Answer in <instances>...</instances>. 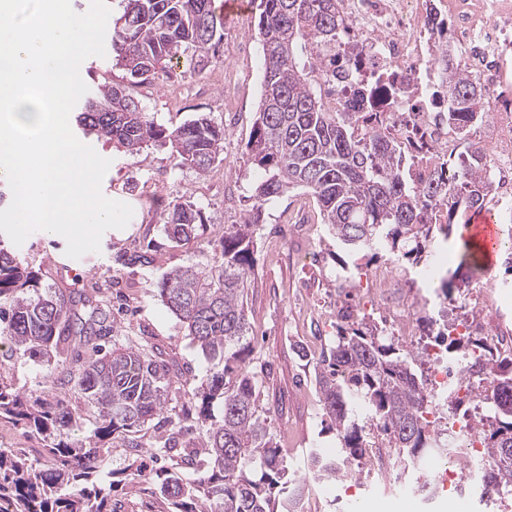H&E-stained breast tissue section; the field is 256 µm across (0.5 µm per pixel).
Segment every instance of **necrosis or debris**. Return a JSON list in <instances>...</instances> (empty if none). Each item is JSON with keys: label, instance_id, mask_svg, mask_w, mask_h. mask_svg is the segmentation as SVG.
Instances as JSON below:
<instances>
[{"label": "necrosis or debris", "instance_id": "1", "mask_svg": "<svg viewBox=\"0 0 512 512\" xmlns=\"http://www.w3.org/2000/svg\"><path fill=\"white\" fill-rule=\"evenodd\" d=\"M343 29L350 39L342 49L356 62L353 70H327L321 77L328 107L346 111L357 85L374 82L370 104L383 132L401 141L412 161L410 174L421 181L449 157L457 139L439 114L445 103L438 49L447 46L452 66L467 71L483 89L492 119L483 132L492 165L490 175L498 194L494 200L500 223L512 222V107L499 106L501 89L512 71V0H343ZM437 267L414 271L394 262L375 267L365 276L337 274L360 304L377 306L388 335L412 345L416 342L415 311L430 303L437 289L417 295L408 284L417 277L434 279ZM482 320L464 318L455 327L439 323V339L430 345L428 388L432 393L466 398L470 387L448 357L449 338L483 334L486 344L512 358V331H485L497 299L492 290L476 292Z\"/></svg>", "mask_w": 512, "mask_h": 512}]
</instances>
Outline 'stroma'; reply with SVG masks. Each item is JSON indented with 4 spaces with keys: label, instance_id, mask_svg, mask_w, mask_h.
<instances>
[{
    "label": "stroma",
    "instance_id": "obj_1",
    "mask_svg": "<svg viewBox=\"0 0 512 512\" xmlns=\"http://www.w3.org/2000/svg\"><path fill=\"white\" fill-rule=\"evenodd\" d=\"M234 34L248 48L233 61L238 72L237 111H225L223 83L182 76L178 64L155 85L133 90L147 113L165 127L202 112L223 123L228 134L222 160L201 176L178 167L166 149L149 146L132 156L95 144V151L110 161L102 192L132 207L128 225L107 230L99 252L78 259L66 255L62 236L42 230L32 232L17 248L54 289H79L90 302H110L120 335L162 352L171 367V396L178 401L205 379L206 365L180 321L160 300L158 285L171 269L211 259L225 225L240 223L254 177L246 144L260 97L262 51L249 20L237 21ZM180 202L194 203L205 219L196 239L183 245L168 238L156 215L158 207ZM290 205L304 209L307 232L300 247L272 252L267 230ZM255 239L256 286L244 300L250 345L246 366L261 381L260 413L291 471L300 477L311 449L334 452L339 446L335 425L319 402L314 365L299 357L298 347L309 345L317 354L335 338L336 270L345 253L328 234L311 196L300 190L266 204ZM144 250L153 256L152 265L121 263L122 255ZM490 281L512 286L503 256H495L470 284L452 288L445 304L449 319L461 316V295ZM47 373L45 363L12 354L8 342L0 343V379L24 397L32 400L48 391ZM152 489L144 480L128 478L113 488L112 498L121 512H165ZM315 507V512H477L478 504L466 494L427 499L373 489L354 502H338L321 493Z\"/></svg>",
    "mask_w": 512,
    "mask_h": 512
}]
</instances>
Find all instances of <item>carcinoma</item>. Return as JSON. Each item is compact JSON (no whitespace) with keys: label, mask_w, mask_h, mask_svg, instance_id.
Wrapping results in <instances>:
<instances>
[{"label":"carcinoma","mask_w":512,"mask_h":512,"mask_svg":"<svg viewBox=\"0 0 512 512\" xmlns=\"http://www.w3.org/2000/svg\"><path fill=\"white\" fill-rule=\"evenodd\" d=\"M112 20V58L134 83L171 71L188 50L186 72H201L224 41L216 0H122ZM263 51V79L247 150L258 177L239 224L224 229L205 266L174 268L158 296L184 325L209 363L207 379L170 405L169 367L161 353L124 342L110 315L86 307L81 291H54L39 272L0 238V338L24 355L55 366L57 393L32 404L0 386V420L24 424L41 437L43 458L21 448L0 449V512H115L112 483L102 485L106 443L154 448L176 459L159 494L169 512H305L304 480L289 466L258 411L254 374L246 368L248 322L244 295L255 286L254 234L264 206L296 190L316 201L323 223L348 255L404 267L433 262L438 238L458 216L481 212L495 187L486 148L468 140L485 122L482 90L468 74L448 70L443 91L448 127L468 142L457 161L416 183L400 144L372 121V85L358 86L347 112L326 106L321 71L336 67L340 15L336 0H249ZM82 134L120 152L168 148L176 165L207 173L224 151L226 130L201 114L167 128L150 119L122 86L99 85L78 107ZM447 209L444 224L433 214ZM176 243L196 238L201 208L176 203L160 215ZM414 352L385 343L375 324H336V340L315 364L326 415L336 425L339 453L311 450L309 475L336 482L373 448H392L418 490L421 464L452 447L448 429L423 413L427 381L411 367ZM477 376L494 415L480 432L496 478L512 492V362L489 359L461 369ZM96 409L91 431L72 404ZM219 412H214V409Z\"/></svg>","instance_id":"cac0c4a2"}]
</instances>
